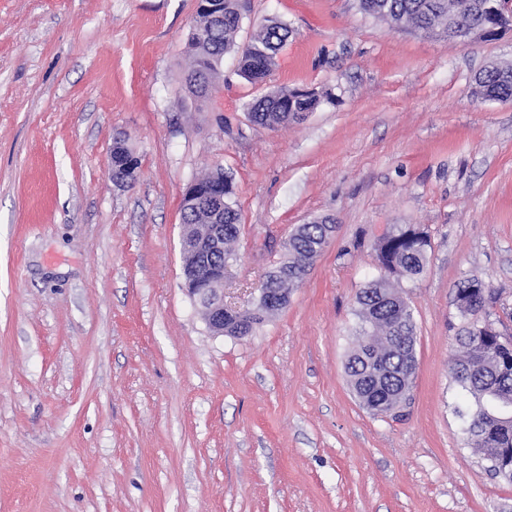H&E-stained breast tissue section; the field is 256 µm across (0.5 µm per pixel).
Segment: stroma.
Listing matches in <instances>:
<instances>
[{"instance_id": "1", "label": "stroma", "mask_w": 512, "mask_h": 512, "mask_svg": "<svg viewBox=\"0 0 512 512\" xmlns=\"http://www.w3.org/2000/svg\"><path fill=\"white\" fill-rule=\"evenodd\" d=\"M244 44L286 23L266 81L225 54L188 92L195 0H0V512H512V484L464 444L451 377L459 283L480 278L512 336V102L472 93L512 64L396 27L358 0H240ZM280 87L322 104L264 127ZM140 176L110 175L115 138ZM233 182L224 299L255 290L289 235L336 230L288 304L244 339L212 336L183 287L181 199ZM394 224L427 228L422 276L396 280L416 325L402 418L354 397L356 298Z\"/></svg>"}]
</instances>
